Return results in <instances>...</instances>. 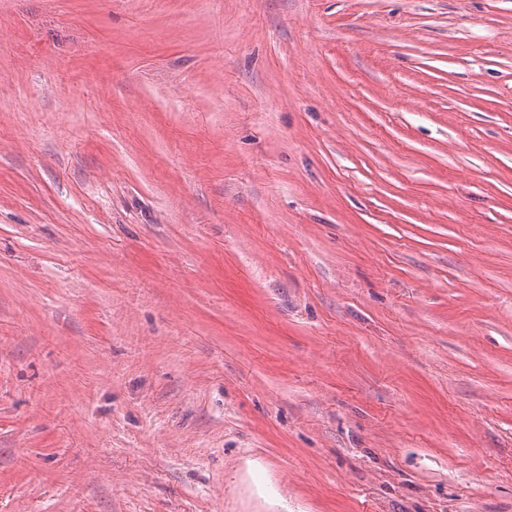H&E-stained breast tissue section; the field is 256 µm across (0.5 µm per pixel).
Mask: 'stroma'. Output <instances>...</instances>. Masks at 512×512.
<instances>
[{"label":"stroma","instance_id":"1","mask_svg":"<svg viewBox=\"0 0 512 512\" xmlns=\"http://www.w3.org/2000/svg\"><path fill=\"white\" fill-rule=\"evenodd\" d=\"M0 512H512V0H0Z\"/></svg>","mask_w":512,"mask_h":512}]
</instances>
